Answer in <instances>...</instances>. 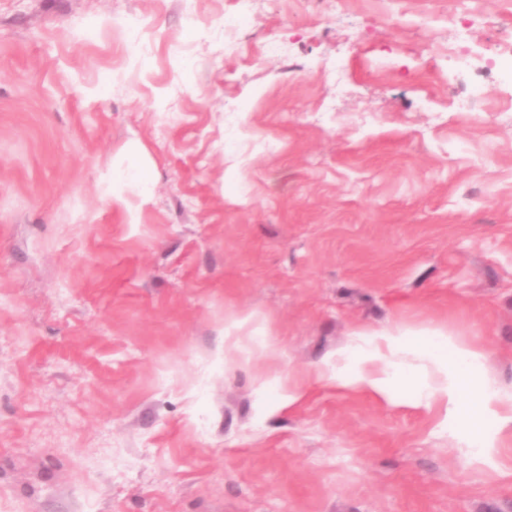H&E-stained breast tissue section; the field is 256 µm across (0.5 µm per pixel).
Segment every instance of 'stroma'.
<instances>
[{"instance_id": "stroma-1", "label": "stroma", "mask_w": 512, "mask_h": 512, "mask_svg": "<svg viewBox=\"0 0 512 512\" xmlns=\"http://www.w3.org/2000/svg\"><path fill=\"white\" fill-rule=\"evenodd\" d=\"M511 41L505 0H0V512H512V424L474 456L409 347L348 382L440 329L512 400ZM469 16L472 20H479L482 23H487L486 18L472 14L465 9H460L456 13L448 16V26L457 29V39L448 43V56L456 60H463L469 54V47L465 44V39L461 37L464 34L463 30H458L459 27L463 29L462 19ZM411 331H382L363 336L366 345L356 355L353 383L378 393H385L396 376L393 359L403 351V336H420ZM390 368L392 371L390 372Z\"/></svg>"}]
</instances>
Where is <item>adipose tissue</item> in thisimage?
Returning a JSON list of instances; mask_svg holds the SVG:
<instances>
[{"label":"adipose tissue","mask_w":512,"mask_h":512,"mask_svg":"<svg viewBox=\"0 0 512 512\" xmlns=\"http://www.w3.org/2000/svg\"><path fill=\"white\" fill-rule=\"evenodd\" d=\"M402 338L399 331L365 335V345L356 359L354 384L379 393L386 392L394 378V359L403 350ZM419 351L436 367V377L433 383L422 387L421 398L445 399L449 416L466 418L473 426L475 456L490 457L496 446V436L486 431L483 424L494 418L504 425L508 419L501 414L505 401L497 389L489 382L471 380L480 370L483 351L453 340L447 332L438 329L428 333Z\"/></svg>","instance_id":"adipose-tissue-1"}]
</instances>
